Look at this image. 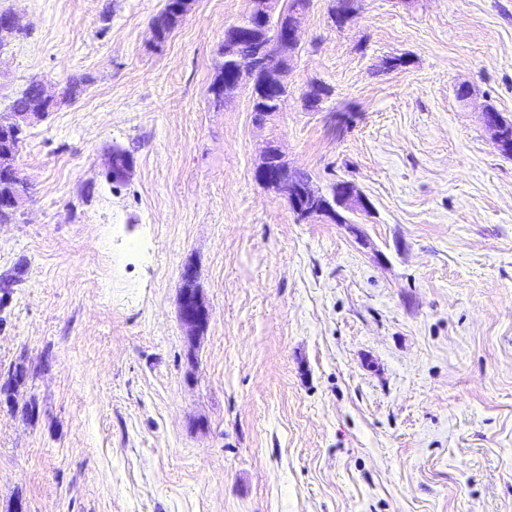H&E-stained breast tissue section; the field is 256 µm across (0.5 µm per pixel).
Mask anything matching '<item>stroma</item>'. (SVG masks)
<instances>
[{
    "mask_svg": "<svg viewBox=\"0 0 512 512\" xmlns=\"http://www.w3.org/2000/svg\"><path fill=\"white\" fill-rule=\"evenodd\" d=\"M329 5L259 126L247 88L209 91L247 0H193L162 41L166 0H0L26 29L0 113L82 85L29 130L0 224V374L31 369L38 407L0 398V512H512V156L481 119H512V0H364L342 28ZM269 140L370 212L298 220L254 178ZM180 318L185 326L200 331L208 318L210 311L199 293L183 292L180 295Z\"/></svg>",
    "mask_w": 512,
    "mask_h": 512,
    "instance_id": "1",
    "label": "stroma"
}]
</instances>
